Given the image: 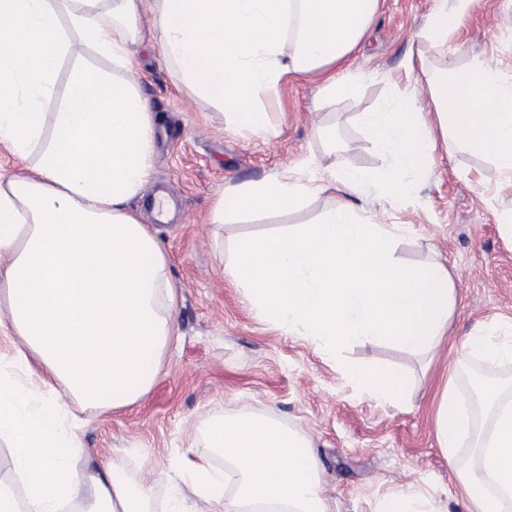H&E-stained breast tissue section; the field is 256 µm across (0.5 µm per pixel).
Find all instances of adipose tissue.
<instances>
[{"instance_id": "1", "label": "adipose tissue", "mask_w": 512, "mask_h": 512, "mask_svg": "<svg viewBox=\"0 0 512 512\" xmlns=\"http://www.w3.org/2000/svg\"><path fill=\"white\" fill-rule=\"evenodd\" d=\"M474 0H442L426 35L433 47L470 12ZM378 0H0V142L27 160L21 174L0 173V333L16 337L13 357L39 385L28 390L0 376V438L11 448L24 496L0 480V512H150L145 487L110 472H74L86 456L59 408V394L90 407L134 402L149 385L147 360L158 358L173 326L162 307L171 296L162 247L127 202L147 183L154 152L149 104L132 82L95 67H75L66 100L44 117L58 61L81 42L131 70L138 21L151 13L163 53L183 81L214 100L241 130L268 131L260 93L290 71H321L361 43ZM294 22L297 48L283 59ZM419 89L396 95L360 121L385 165L377 175L334 169L349 194L375 187L388 203L408 193L409 176L431 163L435 137L449 148L489 156L512 183V78L482 60L451 71L421 69ZM315 182L280 177L225 189L216 221L230 212L289 207L321 192ZM469 353L512 361V324L468 336ZM351 378L381 400L407 398L409 383L376 368ZM491 429L478 437L479 469L464 476L469 512H490L481 489L512 500V404L492 401ZM439 444L455 456L471 426L455 383L441 395ZM239 477L237 512H330L324 478L303 441L256 412L205 429ZM223 473L193 460L176 469L167 512H226L213 495Z\"/></svg>"}]
</instances>
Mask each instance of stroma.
Segmentation results:
<instances>
[{"label": "stroma", "instance_id": "35a3bbf8", "mask_svg": "<svg viewBox=\"0 0 512 512\" xmlns=\"http://www.w3.org/2000/svg\"><path fill=\"white\" fill-rule=\"evenodd\" d=\"M501 0H475L470 13L432 47L423 29L439 0H379L363 42L344 70L360 73L354 93L327 100L317 74L290 72L265 99L266 133L234 127L210 101L181 80L162 50L151 17L135 56V85L149 102L155 151L152 178L128 203L150 227L168 262L175 289L174 332L160 360L150 362L151 386L135 402L112 409L68 400L67 412L83 447L120 481L147 484L162 506L173 493V471L184 457L215 470L221 450L208 447L204 428L218 417L266 409L273 420L306 438L323 472L330 512H380L399 489L419 494L427 512H468L460 477L481 459L471 438L455 458L438 444L434 418L447 378L466 392L462 356L466 337L483 325L512 319V234L503 226L512 210V186L488 158L447 152L437 142L432 169L409 179L405 200L389 205L375 190H338L306 197L296 207L237 214L213 223L225 188L289 172L307 180L324 168L376 173L383 160L360 122L415 81L407 56L429 67L467 66L481 58L512 75V10ZM83 63L110 68L86 47L63 59L56 72L52 113L63 100L71 71ZM351 204L363 217L381 215L398 235L396 258L405 264H443L455 307L447 340L434 358L414 355L374 338H360L327 355L308 336L283 330L243 299L227 274L233 250L249 237L318 221ZM353 367H383L412 379L411 400L383 402L365 393Z\"/></svg>", "mask_w": 512, "mask_h": 512}]
</instances>
